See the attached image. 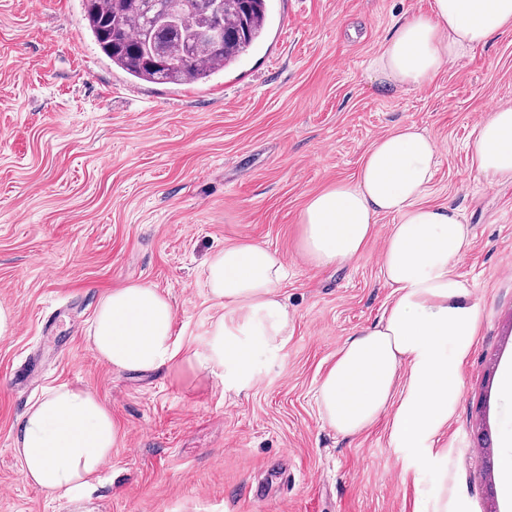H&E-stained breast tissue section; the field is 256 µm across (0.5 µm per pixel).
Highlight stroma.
I'll return each instance as SVG.
<instances>
[{"label": "stroma", "mask_w": 512, "mask_h": 512, "mask_svg": "<svg viewBox=\"0 0 512 512\" xmlns=\"http://www.w3.org/2000/svg\"><path fill=\"white\" fill-rule=\"evenodd\" d=\"M431 0H269L261 43L198 84L137 82L115 69L82 0H0V512H73L27 482L13 442L46 391H94L119 440L83 494L89 512H504L497 463L512 447V184L473 171L475 126L512 104V32L442 67L428 87L383 89L367 70L393 28ZM436 140L429 203L461 209L472 244L456 270L480 325L461 394L431 448H397L387 418L344 437L318 411L336 350L390 299L379 258L396 216L377 220L347 266L299 252L309 197L355 179L399 123ZM251 240L288 265L287 346L225 390L199 364L112 371L88 342L100 300L132 282L175 309L183 351L205 352L224 309L206 265ZM39 377L18 383L28 364ZM490 437L474 448L478 431Z\"/></svg>", "instance_id": "35a3bbf8"}]
</instances>
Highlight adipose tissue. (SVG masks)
<instances>
[{"mask_svg": "<svg viewBox=\"0 0 512 512\" xmlns=\"http://www.w3.org/2000/svg\"><path fill=\"white\" fill-rule=\"evenodd\" d=\"M507 31L512 0H433L429 13L397 25L368 69L387 86L421 89L444 65ZM437 153L423 128L398 124L372 143L355 180L312 195L300 213V252L314 267L348 264L375 235L379 215L398 219L379 266L391 300L375 325L337 349L319 384L320 414L341 435L360 434L386 415L395 447H432L461 392L460 368L478 333L479 307L455 269L471 246L464 215L425 202ZM473 166L488 183L512 181V107L493 109L475 127ZM285 277L284 260L248 240L209 258L207 285L224 314L212 326L205 362L223 371L225 387L251 383V358L290 340L295 316L281 293ZM173 323L166 297L131 283L102 298L88 341L112 370L170 369L192 359L176 344ZM239 334L251 343L238 345ZM118 437L110 410L94 393L60 387L26 411L15 451L29 483L73 499L101 471Z\"/></svg>", "mask_w": 512, "mask_h": 512, "instance_id": "ef3b65f1", "label": "adipose tissue"}]
</instances>
